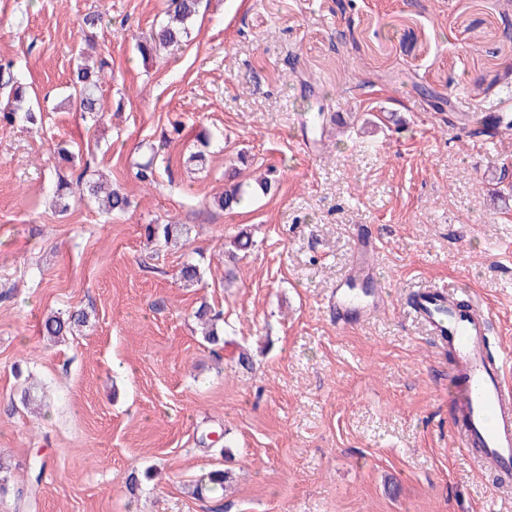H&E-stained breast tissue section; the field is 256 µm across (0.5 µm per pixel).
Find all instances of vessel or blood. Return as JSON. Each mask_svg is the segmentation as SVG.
Wrapping results in <instances>:
<instances>
[{
  "instance_id": "obj_1",
  "label": "vessel or blood",
  "mask_w": 512,
  "mask_h": 512,
  "mask_svg": "<svg viewBox=\"0 0 512 512\" xmlns=\"http://www.w3.org/2000/svg\"><path fill=\"white\" fill-rule=\"evenodd\" d=\"M376 245L358 235L346 274L324 298L338 328L369 317L385 303L373 262ZM454 291L427 285L416 292L412 308L438 344L452 357L455 380L449 399L457 445L482 472L512 476V355L491 353L486 346L491 314L480 299L459 307Z\"/></svg>"
}]
</instances>
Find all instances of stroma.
<instances>
[{"label": "stroma", "mask_w": 512, "mask_h": 512, "mask_svg": "<svg viewBox=\"0 0 512 512\" xmlns=\"http://www.w3.org/2000/svg\"><path fill=\"white\" fill-rule=\"evenodd\" d=\"M164 9L0 0V57L43 112L32 129L0 122V512H512L455 447L450 357L406 305L426 284L466 288L493 316L491 350L512 351V130L481 147L463 129L512 96V4L201 0L182 48L142 59L134 44ZM89 14L109 62L96 126L67 101ZM316 111L310 155L294 134ZM61 146L128 210L86 198L59 212ZM149 161L151 184L136 177ZM261 175L270 192L213 204ZM148 224L185 225L184 245L147 243ZM358 230L377 242L387 304L341 331L323 298ZM242 231L249 246L228 257ZM187 263L201 272L189 287ZM203 303L223 314L215 351ZM79 309L80 332L43 338L48 314ZM30 380L37 413L20 402ZM217 429L223 446L203 444ZM216 468L231 489L194 496ZM255 189L250 183L237 182L224 190V195L215 200V204L221 209H233L250 200Z\"/></svg>", "instance_id": "1"}]
</instances>
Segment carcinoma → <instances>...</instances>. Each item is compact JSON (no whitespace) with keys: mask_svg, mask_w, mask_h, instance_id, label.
<instances>
[{"mask_svg":"<svg viewBox=\"0 0 512 512\" xmlns=\"http://www.w3.org/2000/svg\"><path fill=\"white\" fill-rule=\"evenodd\" d=\"M198 0H167L168 21L150 37L136 43V49L142 58L156 54L158 48L179 47L183 39L188 37V22L197 12ZM100 22L97 14H89L83 19L84 40L80 57L83 63L77 66L72 80L74 94L72 103L76 109L82 112L84 119L95 124L103 112V106L99 98V85L104 71L103 62L97 61L91 65L87 61L93 58L95 52V35L93 29ZM0 89L9 90L6 102L0 104V121L8 124L16 122L35 127L38 119L33 107L28 101L26 85L14 72L13 63L9 60H0ZM503 123L502 118L489 119L477 116L473 120L468 136H490L497 126ZM255 188L246 182H237L224 190V195L215 200V204L221 209H232L250 200ZM87 195L97 198L103 197V205L106 213H123L130 207L128 196L121 190L106 189L100 180H86L84 174H79L76 180L65 176L58 177L55 185L54 197L61 211L69 208V201L76 195ZM183 226L179 224H147L145 234L147 240L157 243H170L182 234ZM196 319L203 325L206 343L217 346L224 342V326L221 325V314L213 311L211 307L203 303L195 311ZM88 323V314L83 310L69 312L67 314L54 313L45 318L42 323V334L50 338L65 336L74 331V328ZM228 472L217 469L208 472L207 476L200 480L193 491L199 498L224 491V483Z\"/></svg>","mask_w":512,"mask_h":512,"instance_id":"cac0c4a2","label":"carcinoma"}]
</instances>
